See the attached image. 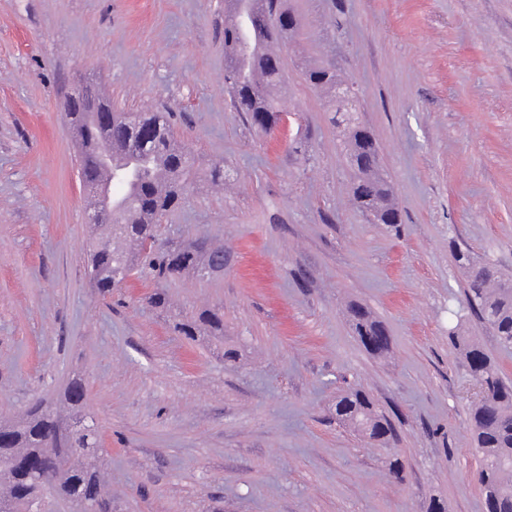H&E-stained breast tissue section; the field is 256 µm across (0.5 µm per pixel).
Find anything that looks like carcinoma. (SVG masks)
I'll return each mask as SVG.
<instances>
[{
	"mask_svg": "<svg viewBox=\"0 0 512 512\" xmlns=\"http://www.w3.org/2000/svg\"><path fill=\"white\" fill-rule=\"evenodd\" d=\"M299 28L288 0H224V84L236 111L261 130L276 124L283 106L271 95L285 79L282 48ZM308 82L323 90L334 106L333 124L342 129V151L354 173L351 185L358 207L377 224L401 223L391 185L384 173L371 132L357 121V106L340 98L346 81L331 66L306 71ZM104 99L85 92L84 108L70 112V120L82 141L81 179L94 181L104 166L112 165V188L125 190L127 205L112 204L97 244L89 255L91 287L112 292L138 262L160 281L185 271L212 273L224 270V248L205 241L161 248L156 229L164 216L186 202L194 180L222 182L229 178L224 166L204 167L176 141L164 112L112 113V132L101 121ZM456 262L467 271L468 308L487 325L505 348L512 347V278L488 264L472 262L458 249ZM352 326L360 343L372 354L390 350L384 323L364 306L349 308ZM174 330L191 339L201 333L224 335V315L204 311L178 322ZM449 339L464 358L469 374L483 388L470 412V425L481 455L480 482L490 512H512V382L470 337L453 329ZM57 407L34 399L22 414L0 421V512H81L93 504L98 512H112V497L105 491L100 471L102 453L99 426L85 411L83 377L73 374L56 398ZM336 417L379 441L390 433V422L373 399L354 388L336 400ZM58 460L50 478L39 476L47 454Z\"/></svg>",
	"mask_w": 512,
	"mask_h": 512,
	"instance_id": "obj_1",
	"label": "carcinoma"
}]
</instances>
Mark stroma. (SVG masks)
<instances>
[{"label":"stroma","mask_w":512,"mask_h":512,"mask_svg":"<svg viewBox=\"0 0 512 512\" xmlns=\"http://www.w3.org/2000/svg\"><path fill=\"white\" fill-rule=\"evenodd\" d=\"M289 5L292 117L262 134L224 86V0H0V415L81 374L112 512H427L434 498L485 512L476 387L448 330L512 379V349L470 314L454 257L512 275V0ZM309 64L352 87L401 224L353 204ZM89 77L113 110L169 113L194 155L223 164L228 186H194L158 231L164 245H223V274L90 288L95 235L64 110ZM300 130L306 161L290 151ZM353 303L385 324L387 356L360 344ZM209 309L223 336L174 331ZM348 388L369 393L393 439L337 419Z\"/></svg>","instance_id":"obj_1"}]
</instances>
